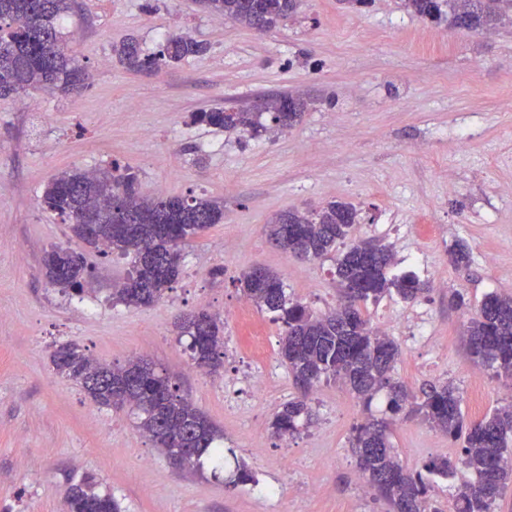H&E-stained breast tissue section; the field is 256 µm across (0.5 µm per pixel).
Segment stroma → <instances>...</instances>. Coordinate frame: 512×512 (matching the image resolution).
<instances>
[{
  "mask_svg": "<svg viewBox=\"0 0 512 512\" xmlns=\"http://www.w3.org/2000/svg\"><path fill=\"white\" fill-rule=\"evenodd\" d=\"M62 26L90 87L34 93L29 109L0 98V512H66L68 480L88 474L121 512H388L350 444L356 424L384 417L385 394L366 407L341 383H320L310 395L314 422L277 436L274 414L297 393L279 355L282 327L252 309L267 354L257 362L242 350L238 280L264 266L290 297L316 311L335 307L334 256L294 260L265 226L288 209L353 203V239L390 247L398 270L431 285L417 302L387 297L367 308L372 326H386L402 351L397 377L414 390L452 382L470 420L504 404L507 382L474 365L462 335L469 315L448 299L458 291L475 308L489 293L512 295V198L501 191L512 181V27L455 30L401 0L361 9L351 0H299L291 19L263 33L203 13L196 0H74ZM169 33L208 50L154 73L112 59L113 43L125 37L150 49ZM278 92L309 103L285 135L254 138L190 121ZM115 159L137 173L144 197L224 202L223 221L186 245L183 275L149 307L113 303L126 260L85 248L39 205L57 173ZM458 243L471 254L459 269L449 261ZM56 245L85 250L95 316L47 283L42 257ZM218 267L223 276H214ZM200 308L224 323V363L215 371L189 360L178 341V318ZM422 324L430 338L418 343ZM66 342L101 363L145 358L173 374L223 431V469H175L133 416L96 405L58 375L50 354ZM255 371L270 390L237 405L225 385ZM390 441L413 471L461 448L414 415L399 416ZM241 464L254 482L232 484Z\"/></svg>",
  "mask_w": 512,
  "mask_h": 512,
  "instance_id": "35a3bbf8",
  "label": "stroma"
}]
</instances>
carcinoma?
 <instances>
[{
    "label": "carcinoma",
    "mask_w": 512,
    "mask_h": 512,
    "mask_svg": "<svg viewBox=\"0 0 512 512\" xmlns=\"http://www.w3.org/2000/svg\"><path fill=\"white\" fill-rule=\"evenodd\" d=\"M404 8L433 22L471 30H492L512 24V0H403ZM212 16L232 19L259 31L270 30L290 18L298 0H198ZM72 8L71 0H0V97H21L34 90L64 95L88 86L89 74L67 52L60 20ZM206 46L186 34L163 37L151 51L136 38L112 47V55L127 69L158 71L204 54ZM307 101L288 94L280 107L239 111L213 107L197 113L194 121L218 129L247 131L255 137L282 132L297 124ZM137 175L114 160L92 171H62L44 187L42 208L70 224L75 237L83 234L79 221L84 211L98 209V240L104 253L131 258L130 268L112 301L126 306H149L162 298L181 276L182 246L224 219V201L205 196H138ZM358 210L347 202L330 201L313 210L289 209L266 225L269 240L284 253L301 260H316L336 253L338 304L315 312L286 294L279 275L269 269L250 270L239 286L258 309L277 314L284 334L280 356L288 366L300 395L284 403L272 421L280 437L310 424L315 411L309 392L319 383L339 381L371 404L386 391L389 412L418 415L449 437L463 440L455 458L426 462L420 471L405 469L393 453L389 423L368 420L353 428L352 448L362 478L387 501L392 512H444L432 496L434 478L450 479L466 470L472 479L456 487L453 512H497L512 485V399L488 417L466 421L461 396L451 382H427L412 391L394 376L401 359L396 342L375 330L366 315L369 303L392 295L413 303L429 292L427 282L414 273H391L397 265L392 251L371 242L345 244L356 224ZM346 245L345 250L338 246ZM48 282L83 297L88 284V263L77 250L53 247L43 259ZM178 335L187 336L190 358L200 367L216 368L224 356V323L206 310L183 316ZM469 355L478 367L498 379L512 382V296L490 293L464 326ZM54 370L74 381L97 405L138 412L139 428L167 456L182 448L194 452L183 468H203L207 460L219 466L224 439L191 401L178 394L171 376L158 373L140 359L122 364L93 362L78 345H58L50 355ZM91 475L69 485L70 512H121L109 493L94 490Z\"/></svg>",
    "instance_id": "1"
}]
</instances>
